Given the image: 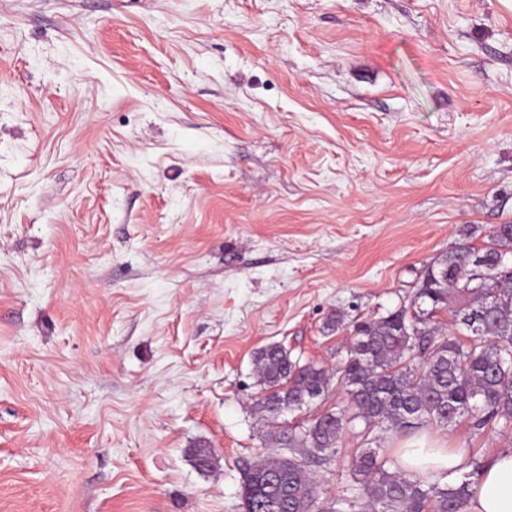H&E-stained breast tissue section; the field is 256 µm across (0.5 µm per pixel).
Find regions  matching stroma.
<instances>
[{
  "label": "stroma",
  "mask_w": 512,
  "mask_h": 512,
  "mask_svg": "<svg viewBox=\"0 0 512 512\" xmlns=\"http://www.w3.org/2000/svg\"><path fill=\"white\" fill-rule=\"evenodd\" d=\"M499 224L512 0H0V512H242L246 468L347 403L269 419L258 351L336 368ZM360 445L309 463L320 498Z\"/></svg>",
  "instance_id": "1"
}]
</instances>
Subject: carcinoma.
<instances>
[{
  "mask_svg": "<svg viewBox=\"0 0 512 512\" xmlns=\"http://www.w3.org/2000/svg\"><path fill=\"white\" fill-rule=\"evenodd\" d=\"M487 267L480 288L472 279L471 256ZM512 253V224L499 225L491 242L477 248L462 242L424 267L411 298L385 316L353 323L354 343L332 375L313 362L292 360L271 344L259 351L256 372L266 394L259 412L277 419L300 411L328 393L332 379L346 391L352 416L327 410L288 432L294 454L272 456L249 467L247 512H467L483 462L468 458L459 475L440 484L416 473L391 471L379 449L366 447L350 462L351 494L320 499L308 460L337 455L345 426L364 423L363 443L377 428L406 434L447 427L470 417L478 429L512 431V279L498 274V262ZM447 309L471 342L437 333L431 319Z\"/></svg>",
  "mask_w": 512,
  "mask_h": 512,
  "instance_id": "1",
  "label": "carcinoma"
}]
</instances>
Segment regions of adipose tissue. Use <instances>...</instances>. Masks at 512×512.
Instances as JSON below:
<instances>
[{
    "mask_svg": "<svg viewBox=\"0 0 512 512\" xmlns=\"http://www.w3.org/2000/svg\"><path fill=\"white\" fill-rule=\"evenodd\" d=\"M400 461L405 471L436 479L455 473L464 454L451 448H405ZM468 512H512V448L502 449L486 462Z\"/></svg>",
    "mask_w": 512,
    "mask_h": 512,
    "instance_id": "1",
    "label": "adipose tissue"
}]
</instances>
